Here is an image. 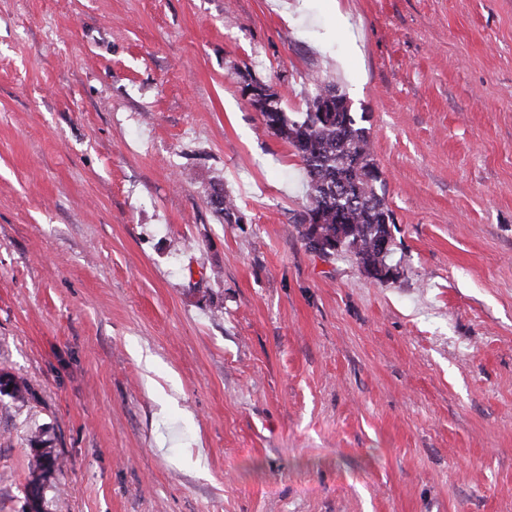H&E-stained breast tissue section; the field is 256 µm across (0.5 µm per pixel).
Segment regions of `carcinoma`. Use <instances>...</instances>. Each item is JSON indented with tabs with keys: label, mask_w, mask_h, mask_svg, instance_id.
I'll return each instance as SVG.
<instances>
[{
	"label": "carcinoma",
	"mask_w": 512,
	"mask_h": 512,
	"mask_svg": "<svg viewBox=\"0 0 512 512\" xmlns=\"http://www.w3.org/2000/svg\"><path fill=\"white\" fill-rule=\"evenodd\" d=\"M336 85L316 78L306 109L290 114L282 110L279 95L270 87L257 86L250 95L254 109L277 137L288 143L300 158L308 177V203L298 219L311 249L332 255H354L363 272L383 282L388 276L379 267L389 257L380 256L378 241L391 236L394 214L386 202L384 182L374 158L369 129L342 104L328 106L324 97ZM215 212L228 224L236 219L237 206L224 188L213 187L208 196ZM0 396L24 405L35 393L24 381L0 372ZM62 472V463L52 450L35 449L32 479L26 485L31 512H42L45 482Z\"/></svg>",
	"instance_id": "1"
}]
</instances>
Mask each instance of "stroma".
Returning <instances> with one entry per match:
<instances>
[{
    "label": "stroma",
    "mask_w": 512,
    "mask_h": 512,
    "mask_svg": "<svg viewBox=\"0 0 512 512\" xmlns=\"http://www.w3.org/2000/svg\"><path fill=\"white\" fill-rule=\"evenodd\" d=\"M245 68L366 114L395 279ZM0 370V512H512V0H0ZM208 199L215 212L222 215L226 223L231 224L236 220L237 206L234 200L224 193V188L214 186ZM10 384H13V387L11 391H7ZM0 396H7L12 402L24 405L35 398V393L26 382L19 381L11 374L1 371ZM35 462L32 469V479L26 485V495L30 502L31 512H43L41 502L45 482L55 472H62V463L51 449L35 448Z\"/></svg>",
    "instance_id": "35a3bbf8"
}]
</instances>
